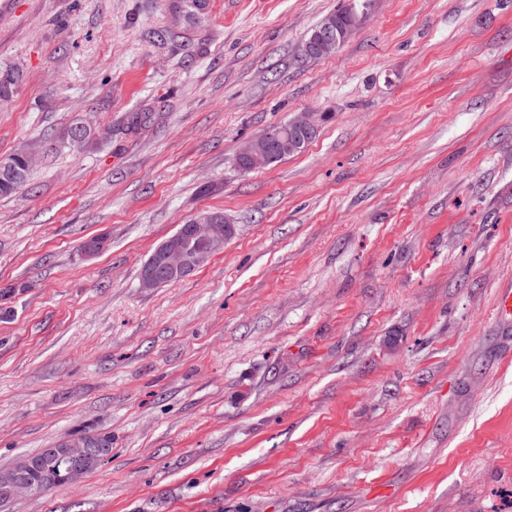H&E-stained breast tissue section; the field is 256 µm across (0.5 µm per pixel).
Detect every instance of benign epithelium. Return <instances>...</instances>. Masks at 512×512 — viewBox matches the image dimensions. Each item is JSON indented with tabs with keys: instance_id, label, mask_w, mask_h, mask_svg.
I'll use <instances>...</instances> for the list:
<instances>
[{
	"instance_id": "obj_1",
	"label": "benign epithelium",
	"mask_w": 512,
	"mask_h": 512,
	"mask_svg": "<svg viewBox=\"0 0 512 512\" xmlns=\"http://www.w3.org/2000/svg\"><path fill=\"white\" fill-rule=\"evenodd\" d=\"M319 121L315 112L298 114L293 125L313 133L319 130ZM238 155L244 158L245 166L255 170L267 164V154L253 149L252 143L244 144ZM237 233L235 225L216 224L210 220H193L184 225L170 240L160 245L153 259L143 268L141 287L160 288L172 278L187 277L203 265L214 252L222 247L229 238ZM104 450L91 438L77 437L67 442L64 456L69 465V484H76L86 473L90 462L102 456ZM33 461L27 456L19 457L12 466L13 480L11 492L32 491L26 475L32 470Z\"/></svg>"
}]
</instances>
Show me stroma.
<instances>
[{
  "instance_id": "35a3bbf8",
  "label": "stroma",
  "mask_w": 512,
  "mask_h": 512,
  "mask_svg": "<svg viewBox=\"0 0 512 512\" xmlns=\"http://www.w3.org/2000/svg\"><path fill=\"white\" fill-rule=\"evenodd\" d=\"M338 3L0 0V157L40 145L0 197V470L112 439L0 512H512V0H376L299 62ZM301 112L302 153L236 168ZM201 210L236 236L141 288ZM91 438L92 437H77L68 440L67 442L63 455L67 458L69 465L70 485L76 484L87 473V467L92 460L101 457L102 455L104 457L112 452L111 437H100L104 443L103 448H106L105 453L103 448L97 446L96 441ZM103 457L93 463L88 471L93 470L103 459Z\"/></svg>"
}]
</instances>
